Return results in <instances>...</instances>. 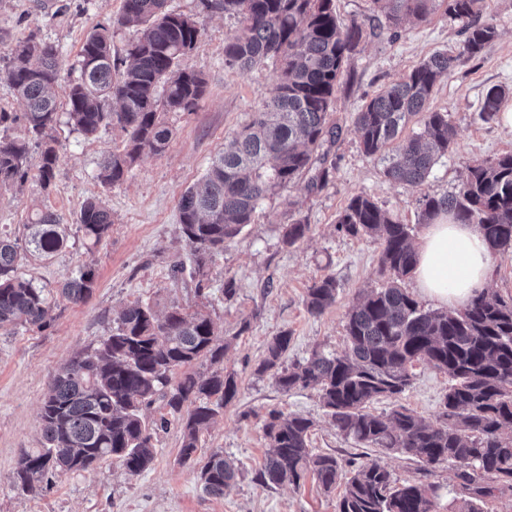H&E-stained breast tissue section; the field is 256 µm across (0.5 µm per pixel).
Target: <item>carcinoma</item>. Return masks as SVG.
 Returning <instances> with one entry per match:
<instances>
[{"label": "carcinoma", "mask_w": 512, "mask_h": 512, "mask_svg": "<svg viewBox=\"0 0 512 512\" xmlns=\"http://www.w3.org/2000/svg\"><path fill=\"white\" fill-rule=\"evenodd\" d=\"M389 26L428 19L440 7L462 23L458 54L436 51L402 80L382 89L356 112L355 127L364 153L383 161L389 180L419 188L448 154L455 130L448 113L429 110L440 80L462 56L480 54L498 37L497 26L483 18L485 0H373ZM205 15L237 18L238 30L224 40V64L248 70L267 62L279 77L270 97L252 120L214 157L202 179L182 194L179 229L194 249L190 276L202 287L207 260L254 221L272 193L307 177V187H324L335 170L329 160L341 129L330 122L344 64L364 36V24L341 25L333 0H200ZM141 27L123 55L113 49L112 25ZM112 25L90 29L79 52V76L65 105L53 92L59 76L55 45L30 35L16 44L6 77L25 104L17 114L0 110V186L24 182L30 153L38 149V181L49 190L57 177V151L49 138L65 108L70 124L85 136L119 128L122 149L101 164L97 178L109 186L127 178L145 153L160 154L173 129L170 112H193L206 91L202 73L181 67L195 48L203 20L167 9L166 0H123ZM508 89L488 88L479 116L497 121ZM420 127L409 135V121ZM26 134L11 137L14 124ZM427 224L442 213L458 224L478 227L493 254L512 250V154L468 168L452 195L421 199ZM112 213L100 200L87 201L78 228L90 248L112 232ZM336 228L351 237L382 241V284L352 306L346 316L344 353L315 349L303 362L282 366L291 337L282 333L266 347L261 364L273 372L279 391L316 388L337 432L362 448L405 454L432 466L456 469L465 496L451 512H483L490 481L512 490V302L489 292L476 295L461 310H426L398 285L416 264L415 227L363 195L352 197ZM24 243L0 235V330L48 327L55 300L20 272L24 255L45 258L67 243V225L51 209L40 210L26 225ZM310 225L290 224L284 242L293 245ZM97 286L91 265L64 280L58 295L71 302L89 299ZM336 279L326 275L307 290L305 304L320 315L336 303ZM224 338L210 317L173 306L160 315L149 302L124 307L112 332L93 351L65 364L49 384L41 411L42 447L23 453L16 483L33 488L52 472L82 471L93 462L117 461L138 475L154 460V436L171 421L181 428L180 459L194 461L202 429L209 427L237 395V383L218 364ZM424 362L448 374L442 412L427 423L402 405L374 414L379 399L396 400L411 385L412 368ZM207 362L206 375L192 371ZM183 370L172 381L175 370ZM166 398L170 417L148 420L143 409L157 395ZM313 421L302 415L269 412L264 426L271 452L257 473L265 487L300 484L312 475L330 492L344 466L333 454L309 448ZM237 477L233 461L221 450L210 454L198 474L204 493L220 497ZM344 480V479H342ZM437 489L422 482L393 479L371 459L344 480L337 512H435Z\"/></svg>", "instance_id": "1"}]
</instances>
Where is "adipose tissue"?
<instances>
[{"label":"adipose tissue","instance_id":"obj_1","mask_svg":"<svg viewBox=\"0 0 512 512\" xmlns=\"http://www.w3.org/2000/svg\"><path fill=\"white\" fill-rule=\"evenodd\" d=\"M418 288L436 306L463 309L492 278V256L475 225L440 215L416 244Z\"/></svg>","mask_w":512,"mask_h":512}]
</instances>
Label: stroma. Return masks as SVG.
Returning a JSON list of instances; mask_svg holds the SVG:
<instances>
[{"label": "stroma", "mask_w": 512, "mask_h": 512, "mask_svg": "<svg viewBox=\"0 0 512 512\" xmlns=\"http://www.w3.org/2000/svg\"><path fill=\"white\" fill-rule=\"evenodd\" d=\"M334 4L343 23L357 20L374 30L349 58L336 89L332 118L342 128L334 148L336 169L323 189L307 190L301 180L268 197L253 223L209 261L204 286L170 275L173 265L193 259L179 231L180 197L204 175L225 140L249 122L278 79L269 65L248 71L225 66L224 40L237 30L235 19L220 14L204 19L184 65L204 75L206 92L196 111L168 114L175 133L165 151L142 155L124 182L106 186L97 178L104 159L122 146L120 129L87 138L63 116L54 131L58 168L52 188L43 190L33 176L24 185L0 187L1 233L20 235L34 212L45 206L68 224L66 247L50 258L24 261L26 278L53 293L90 264L98 279L86 302H59L45 330L0 334V512H337L340 490L324 491L314 478L274 488L256 482L269 450L264 423L274 409L313 420L310 446L315 452L356 463L366 459L364 449L338 434L315 389L281 393L272 373L261 374L257 368L267 342L283 332L291 337L284 358L288 366L318 346L345 350L346 314L364 289L379 285L382 252L378 239L337 232L336 221L353 196L371 198L420 231L421 194L454 193L468 165L512 153V129L479 118L489 86L512 88V0H486L484 15L496 22L498 38L476 57L461 58L434 91L429 108L447 113L456 139L420 190L384 177L381 163L362 151L353 118L374 94L401 80L432 52L456 50L461 24L440 11L392 30L379 26L372 0ZM120 8L121 0H0V108L24 110L5 75L17 41L34 33L57 46L62 66L55 92L62 99L79 75L78 54L87 32L111 23ZM92 197L106 201L114 224L110 237L90 251L76 218ZM298 221L309 224V233L294 245L284 244L286 225ZM326 275L336 280V303L315 316L305 306L307 290ZM228 282L235 288L229 297L224 294ZM138 301L152 302L161 312L175 304L189 313L204 311L228 340L223 367L234 374L238 393L216 423L201 432L197 458L203 461L213 451H223L237 467L234 484L224 496L204 494L197 466L180 461L181 431L173 425L159 433L154 462L141 474L129 475L107 459L30 491L17 488L14 477L22 454L40 445L39 414L49 382L65 363L109 333L115 310ZM413 373L411 387L398 401L380 400L373 411L386 413L398 403L426 422H436L448 376L424 363L416 364ZM382 461L397 481L435 485L438 512H448L460 494L451 465L425 469L399 453L383 455Z\"/></svg>", "instance_id": "1"}]
</instances>
